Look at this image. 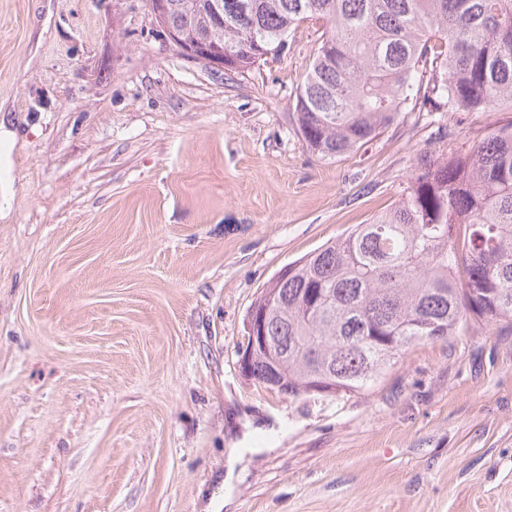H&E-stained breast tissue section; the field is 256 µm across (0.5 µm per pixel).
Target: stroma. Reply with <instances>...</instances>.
Instances as JSON below:
<instances>
[{
  "mask_svg": "<svg viewBox=\"0 0 512 512\" xmlns=\"http://www.w3.org/2000/svg\"><path fill=\"white\" fill-rule=\"evenodd\" d=\"M324 30L237 74L149 0H0V512H512V324L337 398L239 372L281 269L512 124L406 112L322 159L293 104Z\"/></svg>",
  "mask_w": 512,
  "mask_h": 512,
  "instance_id": "35a3bbf8",
  "label": "stroma"
}]
</instances>
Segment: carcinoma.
Segmentation results:
<instances>
[{"instance_id": "cac0c4a2", "label": "carcinoma", "mask_w": 512, "mask_h": 512, "mask_svg": "<svg viewBox=\"0 0 512 512\" xmlns=\"http://www.w3.org/2000/svg\"><path fill=\"white\" fill-rule=\"evenodd\" d=\"M183 48L224 46L243 72L307 20L326 29L296 96L297 127L333 159L404 112L512 106V0H162ZM254 383L292 397L373 387L412 345L456 336L471 318L512 323V125L476 148L420 158L391 210L288 265Z\"/></svg>"}]
</instances>
